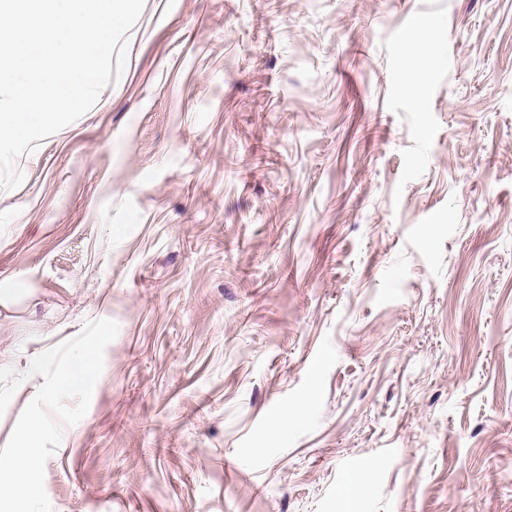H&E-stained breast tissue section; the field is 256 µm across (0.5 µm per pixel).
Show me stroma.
Listing matches in <instances>:
<instances>
[{
  "instance_id": "1",
  "label": "stroma",
  "mask_w": 512,
  "mask_h": 512,
  "mask_svg": "<svg viewBox=\"0 0 512 512\" xmlns=\"http://www.w3.org/2000/svg\"><path fill=\"white\" fill-rule=\"evenodd\" d=\"M130 34L0 191V447L108 318L52 512H512V0H145ZM436 37V32L428 28L418 29L411 35L407 44L410 56L414 62L419 64L426 62L428 66L431 65L432 59L429 48Z\"/></svg>"
}]
</instances>
